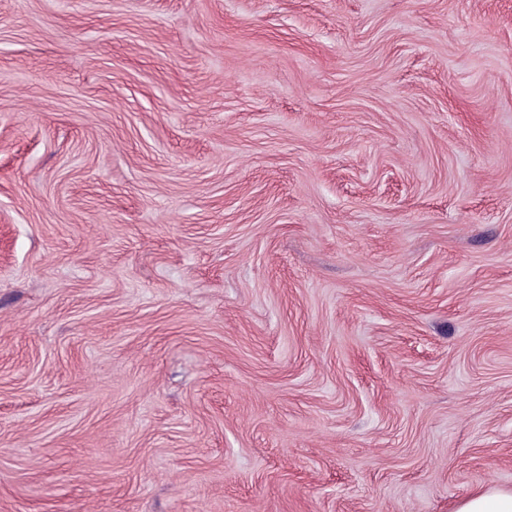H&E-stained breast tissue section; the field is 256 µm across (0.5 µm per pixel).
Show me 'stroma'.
Here are the masks:
<instances>
[{
    "mask_svg": "<svg viewBox=\"0 0 512 512\" xmlns=\"http://www.w3.org/2000/svg\"><path fill=\"white\" fill-rule=\"evenodd\" d=\"M512 489V0H0V512Z\"/></svg>",
    "mask_w": 512,
    "mask_h": 512,
    "instance_id": "stroma-1",
    "label": "stroma"
}]
</instances>
